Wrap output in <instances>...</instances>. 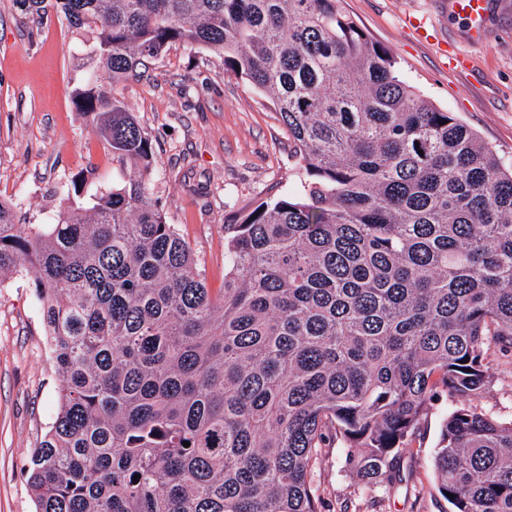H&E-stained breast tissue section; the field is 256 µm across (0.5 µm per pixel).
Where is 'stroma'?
I'll use <instances>...</instances> for the list:
<instances>
[{
	"instance_id": "obj_1",
	"label": "stroma",
	"mask_w": 512,
	"mask_h": 512,
	"mask_svg": "<svg viewBox=\"0 0 512 512\" xmlns=\"http://www.w3.org/2000/svg\"><path fill=\"white\" fill-rule=\"evenodd\" d=\"M345 12L390 49L402 76L434 106L454 112L512 163V0H490L486 33L472 39L448 0H343ZM87 38L58 22L37 28L13 0H0V199L30 223L47 224L64 204L71 178L88 182L73 204L90 208L97 189L125 183L133 170L113 157L74 110L72 79ZM464 67L450 65V57ZM114 94L134 112L155 159L150 188L167 223L190 244L212 291L224 286V220L289 189L305 175L286 128L246 82L225 73L210 51L171 44L144 75ZM484 411L512 419V355L492 359ZM54 372L33 278L0 277V512H35L28 484L34 448L56 416ZM454 402L435 394L401 483L373 494L346 463V448L322 449L314 469L321 512H448L433 458Z\"/></svg>"
}]
</instances>
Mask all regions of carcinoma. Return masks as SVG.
<instances>
[{"label": "carcinoma", "instance_id": "cac0c4a2", "mask_svg": "<svg viewBox=\"0 0 512 512\" xmlns=\"http://www.w3.org/2000/svg\"><path fill=\"white\" fill-rule=\"evenodd\" d=\"M341 2L14 0L95 33L73 101L134 170L52 224L0 201V274L33 273L61 382L36 512H320V449L343 442L368 491L391 488L440 389L459 406L439 494L512 512V420L473 404L512 353V165ZM175 42L271 100L308 177L224 225L217 296L149 192L150 139L97 77L137 79Z\"/></svg>", "mask_w": 512, "mask_h": 512}]
</instances>
